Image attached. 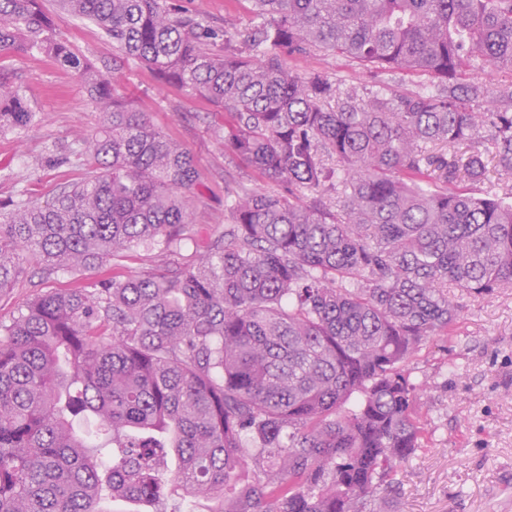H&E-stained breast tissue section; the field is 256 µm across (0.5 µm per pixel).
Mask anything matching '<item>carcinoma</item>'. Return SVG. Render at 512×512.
<instances>
[{"mask_svg":"<svg viewBox=\"0 0 512 512\" xmlns=\"http://www.w3.org/2000/svg\"><path fill=\"white\" fill-rule=\"evenodd\" d=\"M55 2L112 59L80 57L41 0H0V55L73 70L103 120L79 181L0 210V293L29 258L79 278L198 223L195 157L116 92L125 66L229 113L224 150L271 188L227 192L224 236L186 268L48 291L0 323V512L167 494L171 512H388L427 434L409 362L457 330L448 288H512V200L460 187L488 153L512 178V0H250L244 29L174 0ZM313 50L432 83L287 67ZM36 120L0 70V133Z\"/></svg>","mask_w":512,"mask_h":512,"instance_id":"1","label":"carcinoma"}]
</instances>
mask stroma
<instances>
[{"instance_id":"stroma-1","label":"stroma","mask_w":512,"mask_h":512,"mask_svg":"<svg viewBox=\"0 0 512 512\" xmlns=\"http://www.w3.org/2000/svg\"><path fill=\"white\" fill-rule=\"evenodd\" d=\"M189 14H202L209 24L242 27L252 20L248 0H177ZM52 11L57 31L79 56L91 61L112 56V44L95 26ZM16 73L39 114L35 125L0 135V204L26 195L43 200L59 187L77 181L82 157L71 155L78 135L101 122L77 75L52 61L29 55L0 59ZM301 73H326L349 89L371 83V73L351 59L314 52L292 60ZM117 93L132 95L139 111L149 114L174 141L198 161L202 193L197 201L200 221L187 240L167 252L136 249L111 261L107 274L123 279L142 273L171 272L193 262L197 246L222 237L227 222L224 196L228 188L248 182L251 170L231 159L220 144L230 116L213 111L202 98L158 84L141 67L124 68ZM70 273L43 274L36 261L14 288L0 294V322H10L36 296L77 287ZM459 328L451 345L431 342L409 367L420 385L418 401L430 419L422 448L401 462L403 484L391 512H512V288L482 300L455 295Z\"/></svg>"}]
</instances>
